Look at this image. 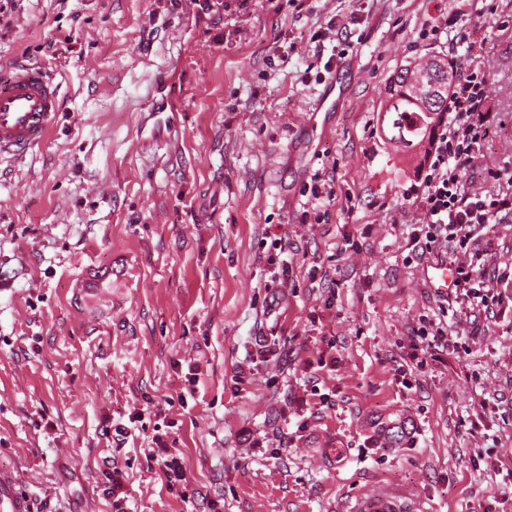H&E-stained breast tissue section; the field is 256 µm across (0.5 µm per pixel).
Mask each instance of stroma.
<instances>
[{
  "label": "stroma",
  "mask_w": 512,
  "mask_h": 512,
  "mask_svg": "<svg viewBox=\"0 0 512 512\" xmlns=\"http://www.w3.org/2000/svg\"><path fill=\"white\" fill-rule=\"evenodd\" d=\"M228 2L7 6L0 81L48 66L60 112L43 145L0 156V472L31 512H115L113 467L125 512H349L375 485L426 512H512V220L473 256L491 310L448 307L410 244L421 171L380 126L398 70L478 57L504 123L467 179L494 190L512 169V0ZM160 72L182 93L149 145ZM316 174L335 196L310 209ZM429 319L454 343L417 370Z\"/></svg>",
  "instance_id": "1"
}]
</instances>
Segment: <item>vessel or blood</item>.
Returning <instances> with one entry per match:
<instances>
[{"label": "vessel or blood", "mask_w": 512, "mask_h": 512, "mask_svg": "<svg viewBox=\"0 0 512 512\" xmlns=\"http://www.w3.org/2000/svg\"><path fill=\"white\" fill-rule=\"evenodd\" d=\"M59 109L52 76L38 64L19 69L0 84V154H20L45 142ZM13 475L0 473V512H29L15 490ZM350 512H422L394 487L378 486L361 495Z\"/></svg>", "instance_id": "obj_1"}]
</instances>
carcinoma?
<instances>
[{
	"mask_svg": "<svg viewBox=\"0 0 512 512\" xmlns=\"http://www.w3.org/2000/svg\"><path fill=\"white\" fill-rule=\"evenodd\" d=\"M424 62L398 71L385 88L386 107L381 118L382 128L399 152H427L435 127L448 111V97L437 106L426 105L417 94L424 80Z\"/></svg>",
	"mask_w": 512,
	"mask_h": 512,
	"instance_id": "1",
	"label": "carcinoma"
}]
</instances>
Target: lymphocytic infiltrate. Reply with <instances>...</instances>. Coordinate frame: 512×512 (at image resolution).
I'll return each instance as SVG.
<instances>
[{"instance_id":"lymphocytic-infiltrate-1","label":"lymphocytic infiltrate","mask_w":512,"mask_h":512,"mask_svg":"<svg viewBox=\"0 0 512 512\" xmlns=\"http://www.w3.org/2000/svg\"><path fill=\"white\" fill-rule=\"evenodd\" d=\"M489 84L477 59H470L464 73L448 92V122L439 124L431 140V161L420 177L417 198L421 233L414 245L432 253L443 246L467 254L477 244L482 231L512 219V175L496 193L484 196L468 192L465 176L483 152L489 135L501 124L499 113L488 105ZM454 303L488 306L493 297L485 282V272L471 263L455 269Z\"/></svg>"}]
</instances>
